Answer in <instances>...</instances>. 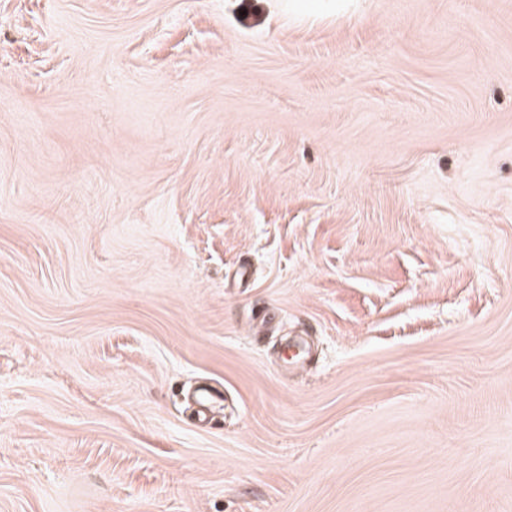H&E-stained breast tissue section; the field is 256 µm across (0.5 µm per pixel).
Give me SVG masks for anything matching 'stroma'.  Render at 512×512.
I'll list each match as a JSON object with an SVG mask.
<instances>
[{
	"mask_svg": "<svg viewBox=\"0 0 512 512\" xmlns=\"http://www.w3.org/2000/svg\"><path fill=\"white\" fill-rule=\"evenodd\" d=\"M0 512H512V0H0Z\"/></svg>",
	"mask_w": 512,
	"mask_h": 512,
	"instance_id": "stroma-1",
	"label": "stroma"
}]
</instances>
